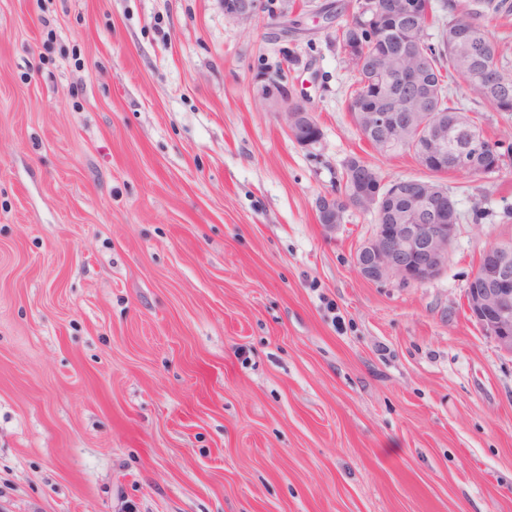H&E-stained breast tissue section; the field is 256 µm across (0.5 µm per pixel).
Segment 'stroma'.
Wrapping results in <instances>:
<instances>
[{
	"instance_id": "obj_1",
	"label": "stroma",
	"mask_w": 512,
	"mask_h": 512,
	"mask_svg": "<svg viewBox=\"0 0 512 512\" xmlns=\"http://www.w3.org/2000/svg\"><path fill=\"white\" fill-rule=\"evenodd\" d=\"M270 0H0V512H512V356L470 318L512 166L437 175L440 275L370 282L317 203L379 154L338 20ZM288 72L306 149L262 104ZM262 6V0H224V11L234 20H247Z\"/></svg>"
}]
</instances>
